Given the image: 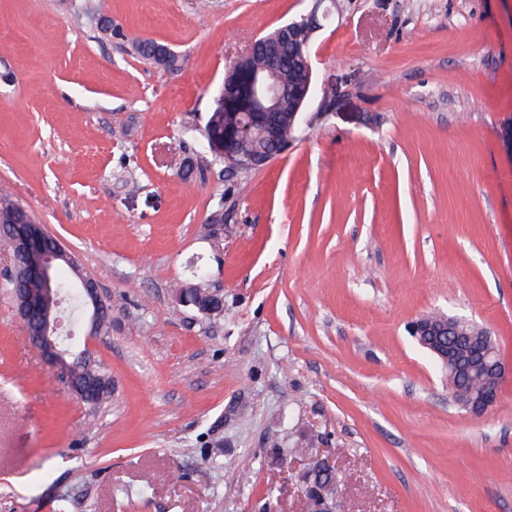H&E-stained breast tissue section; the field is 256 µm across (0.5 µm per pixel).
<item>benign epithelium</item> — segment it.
Masks as SVG:
<instances>
[{
    "instance_id": "7a95c632",
    "label": "benign epithelium",
    "mask_w": 512,
    "mask_h": 512,
    "mask_svg": "<svg viewBox=\"0 0 512 512\" xmlns=\"http://www.w3.org/2000/svg\"><path fill=\"white\" fill-rule=\"evenodd\" d=\"M320 3L322 0H315V7L308 14L277 28L269 36L252 40L225 73L224 109L239 118L234 125L224 127L223 152L228 167L257 169L280 153L278 132L268 122V115L281 110L282 97L285 94V89L279 82V74L284 67L282 47L297 46L303 69L312 71L310 40L322 28L318 17ZM259 43L268 46V51L263 65L257 68L253 65V58L255 47ZM309 101L310 84L306 83L298 88L295 97L288 102V111L300 120ZM256 127L263 128L269 149L262 154L240 156L237 153L238 143ZM12 238L15 244L13 263L20 265L32 280L48 284L53 279L60 260L74 261L72 255L56 239L49 237L40 225L29 218L24 224L14 225ZM75 287L78 288V296L82 302L85 327L88 335L92 336L103 312L99 285L96 280L86 276L79 278ZM14 301L17 316L32 345L46 361L57 368L70 392L78 400L83 402L94 395L112 390L110 381H78L67 373L68 360L85 358L88 351L74 353L66 346L69 337L60 333L61 321L53 312V307L61 304L60 292L57 289L45 287L41 289V295L36 296L29 293V289L22 288L17 291ZM178 302L184 306H193L201 313L222 305L221 298L212 292L193 297L184 295L178 298ZM412 333L418 338L419 345L448 371V385L451 397L456 403L478 415L496 402L498 386L506 375L512 373V368L504 362L501 355H495L487 366L492 385L477 395L465 393L464 386L457 378L462 362L460 352L454 344L441 340L444 335L463 334L459 329V319L450 317L437 324L424 315L413 322ZM489 336L490 331L487 329L481 336L466 334L469 345L473 346L470 357L478 364L494 352ZM299 488L306 512H341L339 493L328 494L308 480L299 484Z\"/></svg>"
}]
</instances>
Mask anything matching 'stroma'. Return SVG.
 I'll use <instances>...</instances> for the list:
<instances>
[{
    "mask_svg": "<svg viewBox=\"0 0 512 512\" xmlns=\"http://www.w3.org/2000/svg\"><path fill=\"white\" fill-rule=\"evenodd\" d=\"M313 5L0 0V185L97 280L111 328L71 343L115 387L76 399L0 287V512H304L309 450L343 512H512V375L471 414L409 331L466 318L512 365V0H324L295 141L226 173L225 70ZM130 40L138 48L142 58L150 61L153 64L158 65L160 63L159 59L157 58L160 55L168 57V62L171 66L178 63L179 57L171 53L169 51L170 49L165 45L154 41H142L136 37H131Z\"/></svg>",
    "mask_w": 512,
    "mask_h": 512,
    "instance_id": "1",
    "label": "stroma"
}]
</instances>
